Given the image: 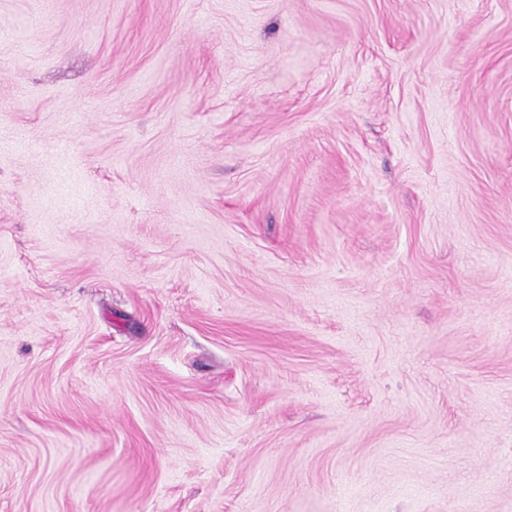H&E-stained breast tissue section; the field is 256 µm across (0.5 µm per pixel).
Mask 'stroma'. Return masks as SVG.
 <instances>
[{
	"mask_svg": "<svg viewBox=\"0 0 512 512\" xmlns=\"http://www.w3.org/2000/svg\"><path fill=\"white\" fill-rule=\"evenodd\" d=\"M0 512H512V0H0Z\"/></svg>",
	"mask_w": 512,
	"mask_h": 512,
	"instance_id": "1",
	"label": "stroma"
}]
</instances>
